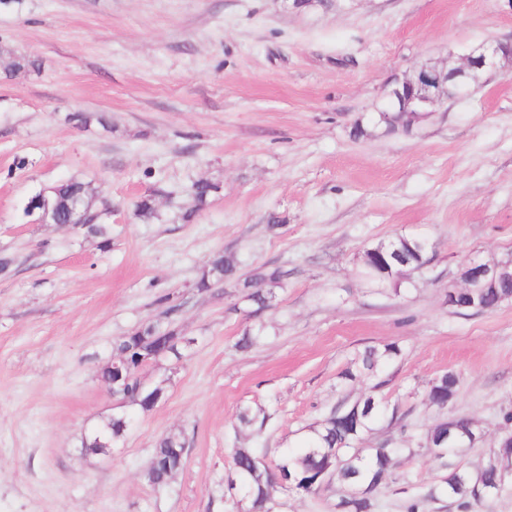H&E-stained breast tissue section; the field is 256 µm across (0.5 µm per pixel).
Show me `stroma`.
<instances>
[{"label":"stroma","mask_w":512,"mask_h":512,"mask_svg":"<svg viewBox=\"0 0 512 512\" xmlns=\"http://www.w3.org/2000/svg\"><path fill=\"white\" fill-rule=\"evenodd\" d=\"M512 37V0H23L0 9V48L39 60L0 71V512H247L224 484L237 448L280 462L310 425L376 391L402 428L393 479L432 484L424 446L440 418L463 416L479 443L459 453L482 467L512 433V299L459 311L448 289L471 262L512 259V72L448 101L411 133L354 139L385 84L412 67ZM98 112L78 128L69 114ZM25 167H18V160ZM110 204L108 239L24 213L35 193L67 180ZM219 184L191 222L197 180ZM151 198L156 217L135 206ZM282 225L270 230L271 216ZM424 237L432 263L379 292L363 279L365 248ZM241 272H288L271 308L248 314L238 289L199 290L208 256ZM167 294L180 360L142 376L165 393L137 413L110 455L81 451L116 401L101 367L112 344L154 320ZM260 330L251 349L237 346ZM401 355L383 385L343 372L369 347ZM459 377L446 408L430 382ZM264 425L240 427L242 407ZM181 435L186 465L168 487L147 481L154 448ZM281 512H336L337 485L275 489Z\"/></svg>","instance_id":"obj_1"}]
</instances>
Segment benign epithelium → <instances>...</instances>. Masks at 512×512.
<instances>
[{"label": "benign epithelium", "mask_w": 512, "mask_h": 512, "mask_svg": "<svg viewBox=\"0 0 512 512\" xmlns=\"http://www.w3.org/2000/svg\"><path fill=\"white\" fill-rule=\"evenodd\" d=\"M512 70V39L494 45L481 46L468 53L461 62L451 59L442 64L422 63L384 89L380 115L407 112L419 123L431 117L451 99L469 95L471 86L487 73ZM512 275V264L488 266L474 263L463 275L464 285L448 290V305L457 310H476L473 289L484 288L505 275Z\"/></svg>", "instance_id": "1"}]
</instances>
